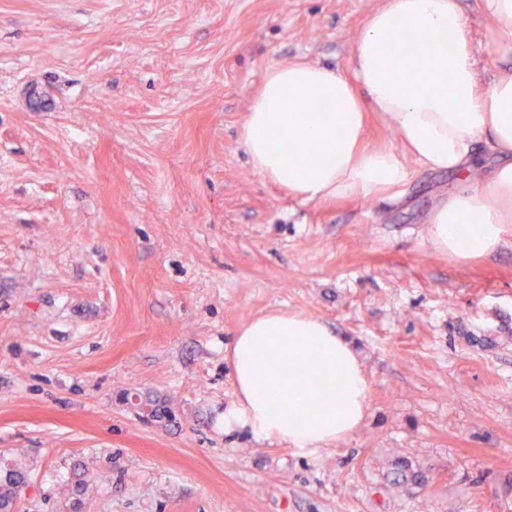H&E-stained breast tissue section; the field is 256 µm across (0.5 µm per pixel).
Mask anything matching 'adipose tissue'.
<instances>
[{"instance_id":"adipose-tissue-1","label":"adipose tissue","mask_w":512,"mask_h":512,"mask_svg":"<svg viewBox=\"0 0 512 512\" xmlns=\"http://www.w3.org/2000/svg\"><path fill=\"white\" fill-rule=\"evenodd\" d=\"M350 74L296 61L267 70L242 139L253 170L306 200L393 197L407 160L457 173L462 186L427 218V238L460 262L512 232V71L483 94L460 0H385L354 40ZM376 113L399 144L369 148ZM503 162L482 175L475 143ZM224 432L319 448L359 429L369 381L355 350L319 318L271 311L236 332Z\"/></svg>"}]
</instances>
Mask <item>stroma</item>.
Returning a JSON list of instances; mask_svg holds the SVG:
<instances>
[{"label":"stroma","instance_id":"35a3bbf8","mask_svg":"<svg viewBox=\"0 0 512 512\" xmlns=\"http://www.w3.org/2000/svg\"><path fill=\"white\" fill-rule=\"evenodd\" d=\"M384 0H0V459L17 512H512V235L461 263L426 218L459 178L306 201L242 125L270 67L347 70ZM485 92L482 0H461ZM319 317L369 412L316 450L224 434L236 330ZM126 391L167 400L140 418ZM427 486L393 488L391 462ZM92 476L83 500L77 472ZM26 483V475L17 465H0V512H13L19 489Z\"/></svg>","mask_w":512,"mask_h":512}]
</instances>
